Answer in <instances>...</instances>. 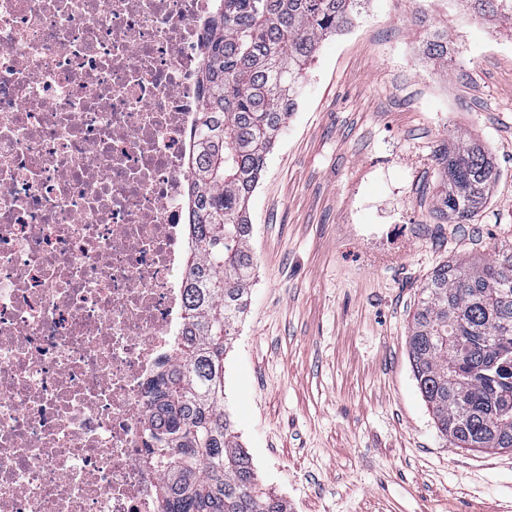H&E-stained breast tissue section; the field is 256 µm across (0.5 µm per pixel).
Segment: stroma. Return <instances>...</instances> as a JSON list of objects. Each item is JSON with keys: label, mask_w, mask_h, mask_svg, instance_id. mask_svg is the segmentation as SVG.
I'll use <instances>...</instances> for the list:
<instances>
[{"label": "stroma", "mask_w": 512, "mask_h": 512, "mask_svg": "<svg viewBox=\"0 0 512 512\" xmlns=\"http://www.w3.org/2000/svg\"><path fill=\"white\" fill-rule=\"evenodd\" d=\"M427 9L457 50L422 59ZM461 131L499 171L468 224L436 223L438 149ZM250 303L224 409L288 512H512V451L453 447L406 338L433 270L512 253V21L453 0H370L324 40L250 201ZM394 224L400 240L368 228Z\"/></svg>", "instance_id": "stroma-1"}]
</instances>
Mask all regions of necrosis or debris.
Wrapping results in <instances>:
<instances>
[{"instance_id":"4bbe7bcc","label":"necrosis or debris","mask_w":512,"mask_h":512,"mask_svg":"<svg viewBox=\"0 0 512 512\" xmlns=\"http://www.w3.org/2000/svg\"><path fill=\"white\" fill-rule=\"evenodd\" d=\"M217 0H0V512H159L146 383L182 332Z\"/></svg>"}]
</instances>
